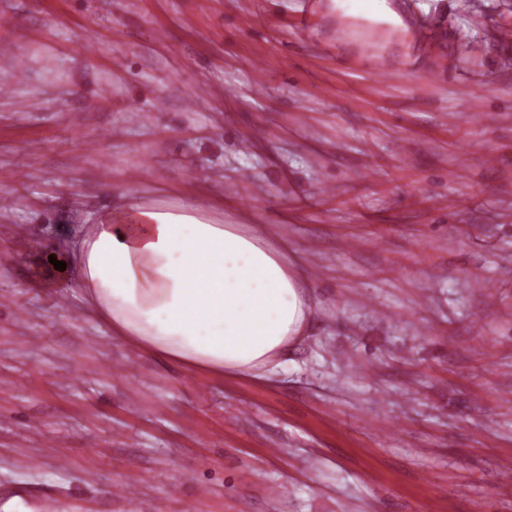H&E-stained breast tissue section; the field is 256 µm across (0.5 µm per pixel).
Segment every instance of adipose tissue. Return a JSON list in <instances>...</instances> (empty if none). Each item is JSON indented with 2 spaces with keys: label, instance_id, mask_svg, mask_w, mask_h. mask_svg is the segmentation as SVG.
<instances>
[{
  "label": "adipose tissue",
  "instance_id": "ef3b65f1",
  "mask_svg": "<svg viewBox=\"0 0 512 512\" xmlns=\"http://www.w3.org/2000/svg\"><path fill=\"white\" fill-rule=\"evenodd\" d=\"M114 336L215 376L257 373L303 337L311 288L251 224L187 202L100 212L65 256Z\"/></svg>",
  "mask_w": 512,
  "mask_h": 512
}]
</instances>
